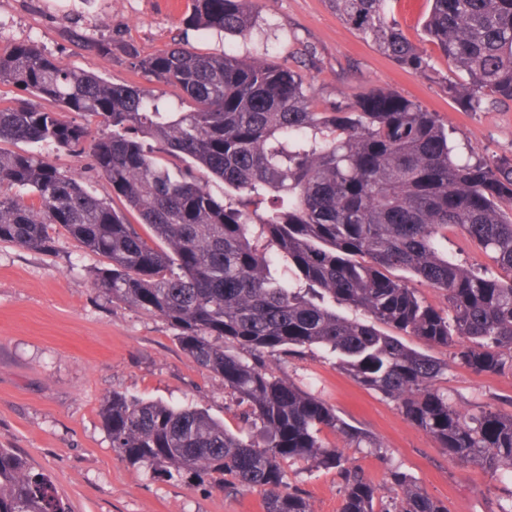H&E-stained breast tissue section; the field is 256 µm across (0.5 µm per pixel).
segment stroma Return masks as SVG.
<instances>
[{"label": "stroma", "instance_id": "35a3bbf8", "mask_svg": "<svg viewBox=\"0 0 512 512\" xmlns=\"http://www.w3.org/2000/svg\"><path fill=\"white\" fill-rule=\"evenodd\" d=\"M253 13L254 27L242 37L185 30L184 11L170 0H0V49L31 41L63 64L170 98L173 89L150 81L125 55L103 58L73 42L71 22L143 55L177 35L202 54L262 55L275 64H295L309 49L316 60L306 72L317 102L393 92L439 113L456 155L512 160V101L469 111L443 84L403 71L344 27L325 0H256ZM102 265L65 235L49 253L0 243V448L49 476L71 512H263L257 493L160 477L113 451L99 416L112 392L202 409L234 433L244 427L248 406L191 362L162 319L99 294L93 282ZM403 342L447 361L448 392L458 406L475 411L491 404L512 413V372L477 375L451 361L448 350L413 336ZM268 364L380 442L377 450L346 447L380 487L377 512H392L395 470L447 503L448 512H498L512 498V475L452 464L393 402L356 383L324 350L304 348ZM283 471L287 484L310 495L314 512H339L337 469L287 461Z\"/></svg>", "mask_w": 512, "mask_h": 512}]
</instances>
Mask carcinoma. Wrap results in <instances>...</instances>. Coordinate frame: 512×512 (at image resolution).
<instances>
[{
    "label": "carcinoma",
    "instance_id": "1",
    "mask_svg": "<svg viewBox=\"0 0 512 512\" xmlns=\"http://www.w3.org/2000/svg\"><path fill=\"white\" fill-rule=\"evenodd\" d=\"M385 2L326 0L402 70L434 77ZM252 3L189 0L183 24L245 36ZM424 31L448 60L449 98L473 112L512 101V0H432ZM70 34L112 57V38ZM128 55L189 110L69 67L33 42L0 51V85L24 93L0 98V242L49 252L65 234L99 255L95 288L176 330L189 359L249 403L256 431L234 434L199 409L114 392L99 415L117 455L169 477L255 491L264 512H314L309 495L284 481V461L336 468L340 512H375L380 487L320 433L378 444L266 366L267 357L321 346L452 463L512 471V413L459 409L441 386L448 362L376 328L450 349L477 375L512 371V163L454 160L439 113L392 92L319 111L304 74L260 57L204 55L177 39ZM93 123L107 132L90 138ZM17 142L90 162L64 172L8 148ZM197 168L224 181V200ZM98 178L124 209L89 190ZM253 224L267 247L251 242ZM450 229L498 273L444 257L437 239ZM394 270L441 291L446 308L427 304ZM338 304L363 318L338 315ZM391 479L396 512H448L407 474ZM0 512L70 509L49 477L0 448Z\"/></svg>",
    "mask_w": 512,
    "mask_h": 512
}]
</instances>
